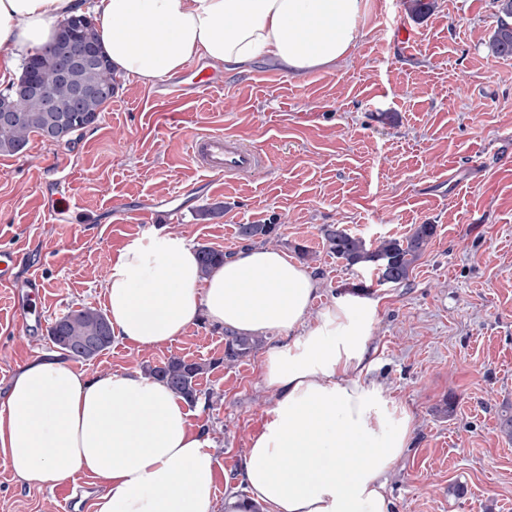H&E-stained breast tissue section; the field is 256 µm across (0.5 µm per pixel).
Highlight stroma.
<instances>
[{
  "label": "stroma",
  "instance_id": "obj_1",
  "mask_svg": "<svg viewBox=\"0 0 512 512\" xmlns=\"http://www.w3.org/2000/svg\"><path fill=\"white\" fill-rule=\"evenodd\" d=\"M432 3L420 15L410 0H363L355 47L327 69L292 75L262 60L175 104L165 82L117 78L100 120L72 142L34 136L0 155V249L17 254L0 281V394L51 350L52 320L104 308L111 259L149 230L140 210L172 200V230L196 247L235 254L237 225H278L274 247L319 281L314 310L341 292L375 304L372 376L415 420L389 483L395 512H512V440L498 428L512 406V58L489 46L493 0ZM211 132L238 135L261 164L238 177L196 167L187 142ZM214 203L223 217L199 219ZM329 224L370 249L418 224L436 232L408 281L392 285L373 263L336 259ZM173 355L210 365L199 380L208 402L190 421L213 437L224 512L272 402L261 353L224 365V330L204 320L174 342L116 341L72 366L145 372ZM0 512L64 510L54 487L0 462Z\"/></svg>",
  "mask_w": 512,
  "mask_h": 512
}]
</instances>
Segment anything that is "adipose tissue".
I'll list each match as a JSON object with an SVG mask.
<instances>
[{
  "instance_id": "1",
  "label": "adipose tissue",
  "mask_w": 512,
  "mask_h": 512,
  "mask_svg": "<svg viewBox=\"0 0 512 512\" xmlns=\"http://www.w3.org/2000/svg\"><path fill=\"white\" fill-rule=\"evenodd\" d=\"M362 0H0V78L54 41L60 23L92 15L117 76L151 86L206 62L249 72L330 67L355 46ZM117 339L174 341L199 318L243 336L280 335L262 359L274 396L247 448L248 495L224 512H394L387 482L414 417L373 379L377 309L360 296L313 304L319 283L279 249L259 246L202 274L175 231L143 234L103 278ZM215 445L186 402L141 371L76 372L50 352L20 366L0 398V456L21 479L52 485L77 472L102 488L95 512H213Z\"/></svg>"
}]
</instances>
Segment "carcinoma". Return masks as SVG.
Here are the masks:
<instances>
[{"mask_svg": "<svg viewBox=\"0 0 512 512\" xmlns=\"http://www.w3.org/2000/svg\"><path fill=\"white\" fill-rule=\"evenodd\" d=\"M498 9V23L491 39L492 51L501 57L512 56V0H494ZM18 81H34L55 94L60 112L56 120L61 128L54 134L57 143L68 142L71 137L95 124L101 112L112 100V92L85 98L79 103L72 99L71 87L58 82L56 68L51 58V51L38 52L23 65ZM75 81L95 83L103 87H112L115 77L112 67L106 58L101 56L100 63L90 69H82L75 73ZM24 120L17 126L0 125V154L14 155L22 152L28 144L31 134L45 136L50 124L51 113L45 111L43 101L36 95H30L22 102ZM277 224H241L238 226V237L244 246L250 247L257 243H267L277 236ZM435 225L419 224L413 232L403 239H387L381 241L373 250L366 248L365 242L346 230L333 225L322 229L329 251L342 259L349 266L363 262H375L379 258L384 263L383 276L386 282L400 285L406 282L416 263L421 259L428 244L435 235ZM200 268L207 274L214 267L224 264L227 254L208 246L197 248ZM60 327L49 326L48 336L53 347L63 355L90 361L96 354L88 355L79 350L81 341L87 336H100L102 340L97 354L112 346V330L105 329L108 317L95 307L84 305L79 309H71L56 318ZM263 344L259 336H240L231 330H224V361L234 363L258 350ZM206 366L197 361H189L172 356L159 366L150 368L149 373L165 380L171 389L187 403H198L201 390L197 379L205 371Z\"/></svg>", "mask_w": 512, "mask_h": 512, "instance_id": "cac0c4a2", "label": "carcinoma"}]
</instances>
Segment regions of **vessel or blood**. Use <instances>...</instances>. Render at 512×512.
<instances>
[{
  "label": "vessel or blood",
  "instance_id": "obj_1",
  "mask_svg": "<svg viewBox=\"0 0 512 512\" xmlns=\"http://www.w3.org/2000/svg\"><path fill=\"white\" fill-rule=\"evenodd\" d=\"M187 153L199 168L215 175H245L259 163V155L254 149L221 132L196 135Z\"/></svg>",
  "mask_w": 512,
  "mask_h": 512
}]
</instances>
